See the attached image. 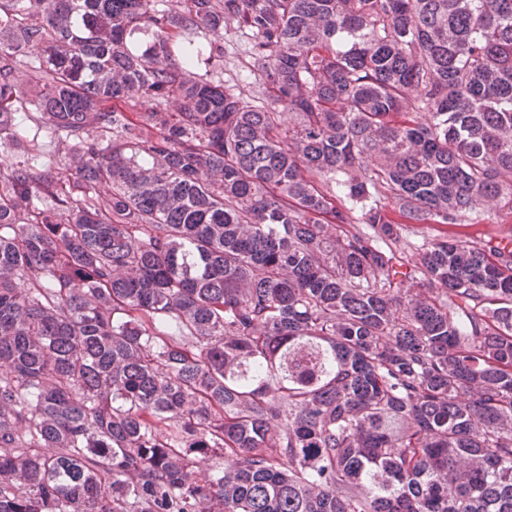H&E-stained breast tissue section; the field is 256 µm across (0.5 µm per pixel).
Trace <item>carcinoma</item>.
<instances>
[{"mask_svg":"<svg viewBox=\"0 0 512 512\" xmlns=\"http://www.w3.org/2000/svg\"><path fill=\"white\" fill-rule=\"evenodd\" d=\"M6 143L0 512H512V0H0ZM218 41L224 47L223 57L202 65L199 74L214 83H224V88L241 93L251 104L261 105L265 101L262 80L250 68L253 38L236 24L227 23ZM29 109V112H19L17 114L18 121H20L21 124V133L27 136L26 140L31 139L37 128L42 125L40 113L33 110V107H29ZM37 136L38 144L44 155V165L34 169L35 175L39 176L48 165H52V163L63 159L65 145L58 142V139L50 137V135L45 132L44 128L37 130ZM512 227V218L505 215L495 216L489 208L481 209L473 214L467 224L448 227V232H453L461 240L471 241L475 238L500 237ZM409 229V239L415 243V246L411 249H407L405 259L409 262H413L417 256V246L421 245L423 241H427L438 235V230L445 229V227L440 224H409Z\"/></svg>","mask_w":512,"mask_h":512,"instance_id":"1","label":"carcinoma"}]
</instances>
